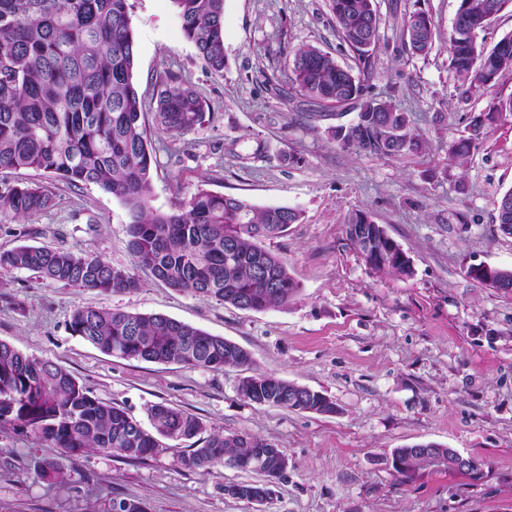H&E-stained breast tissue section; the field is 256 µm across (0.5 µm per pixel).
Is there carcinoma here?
<instances>
[{"label": "carcinoma", "instance_id": "1", "mask_svg": "<svg viewBox=\"0 0 512 512\" xmlns=\"http://www.w3.org/2000/svg\"><path fill=\"white\" fill-rule=\"evenodd\" d=\"M185 38L210 70L221 73L224 55V0H173ZM512 0H459L458 13L482 30L489 9L499 13ZM341 39L353 51L362 73L371 69L378 41L374 0H328ZM130 0H0V170L31 168L71 186L96 185L126 209V248L134 266L177 291H190L224 304L262 311L288 304L298 284L286 264L264 241L300 219L285 206L258 207L249 200L198 189L174 208L150 205L156 162L151 130L172 136L196 130L208 105L174 71L157 81L153 127L146 126L144 102L135 80L136 40ZM406 50L426 55L435 46V26L424 11L400 20ZM448 67L461 96L491 87L512 70V34L492 49L453 30L445 46ZM292 85L305 101L320 107L358 111L350 125L328 128L342 148L385 157L419 153L424 141L408 113L371 95L370 86L333 56L314 46L296 50ZM512 113V97L491 112L473 118L467 135L448 143V158L460 159L480 144L486 125ZM40 186H0V222L34 216L52 206ZM498 228L512 236V189L497 207ZM347 237L362 250L365 262L383 274L408 276L411 266L388 251L391 236L365 211L345 219ZM34 271L65 285L123 294L140 288L135 273L101 256L61 248L21 244L0 252V275ZM71 332L101 351L157 363H180L222 370L251 367L249 352L232 341L162 314H130L105 308L76 309ZM240 382L238 392L260 406L292 409L295 384L256 372ZM153 431L125 410L91 395L70 373L0 341V424L26 429L55 447L75 454L85 450L144 459L159 449L158 438H193L203 421L177 407L157 403L147 408ZM280 449L247 432L212 435L180 457L187 469H207L229 460L261 480L243 482L245 490H265L264 478L276 467ZM392 466L400 483L412 481L433 460L405 456L395 448ZM39 476L63 482L64 471L50 461Z\"/></svg>", "mask_w": 512, "mask_h": 512}]
</instances>
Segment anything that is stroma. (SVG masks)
<instances>
[{
  "label": "stroma",
  "mask_w": 512,
  "mask_h": 512,
  "mask_svg": "<svg viewBox=\"0 0 512 512\" xmlns=\"http://www.w3.org/2000/svg\"><path fill=\"white\" fill-rule=\"evenodd\" d=\"M132 2L135 82L146 108L167 70L180 72L210 107L191 133L153 134L152 206L170 209L201 187L299 209V223L265 243L299 292L288 305L256 312L172 290L145 271L141 288L126 294L16 271L0 276V340L60 366L139 421L148 406L165 403L201 418L207 433L264 438L287 457L288 476L271 500L249 502L224 493L247 474L179 465L187 439L161 440L156 454L129 460L103 451L71 455L4 424L0 512H107L113 500L138 502L144 512H512V294L467 274L479 264L512 269V237L496 224L497 203L512 189V114L500 115L462 162L446 152L470 117L512 97V71L459 101L444 49L459 0H374L380 40L367 83L410 113L427 145L416 155L357 154L329 136L330 119H308L301 98L273 92L288 85L303 45L357 67L327 0H224L220 73L185 39L173 0ZM417 10L437 32L425 57L405 50L396 24ZM4 182L44 186L53 205L0 223V250L44 245L130 266L126 210L110 194L29 169L0 172ZM356 209L403 248L411 276L366 264L345 234L344 219ZM84 306L163 314L224 337L250 352L253 368L323 393L337 412L257 405L237 391L245 368L105 354L68 328ZM417 443L456 449L484 466L474 478L426 466L398 483L387 460ZM46 458L66 472L65 483L38 476L35 466Z\"/></svg>",
  "instance_id": "35a3bbf8"
}]
</instances>
